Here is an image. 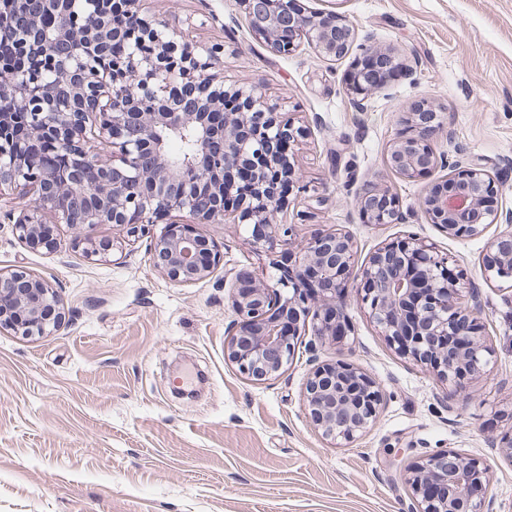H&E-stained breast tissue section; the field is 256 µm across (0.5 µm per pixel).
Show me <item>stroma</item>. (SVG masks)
<instances>
[{"instance_id": "stroma-1", "label": "stroma", "mask_w": 512, "mask_h": 512, "mask_svg": "<svg viewBox=\"0 0 512 512\" xmlns=\"http://www.w3.org/2000/svg\"><path fill=\"white\" fill-rule=\"evenodd\" d=\"M375 33L415 70L355 111L343 87L361 49L340 61L301 46L273 51L249 30L238 0H147L201 45L223 47L225 84L261 81L282 116L304 131L292 148L304 193L288 210L293 242L336 228L357 242V260L413 234L435 242L479 289L492 337L487 373L466 393L397 355L347 297L354 329L343 356L381 383L377 424L357 441L323 440L302 407L311 354L263 384L224 358L236 318L223 279L272 278L288 246H254L225 218L203 230L224 261L210 279L181 287L150 260L149 236L99 225L109 254L85 258L78 232L59 224L56 251L28 248L9 220L31 193L0 197V269H24L59 291L66 321L51 336L0 333V512H409L402 480L411 460L454 448L487 463L493 512H512V291L484 282L503 224L465 240L446 237L418 208L425 182L386 167L389 144L412 104L430 101L452 133L441 148L495 177L512 208V0H302ZM367 180L389 185L405 220L368 224L355 206Z\"/></svg>"}]
</instances>
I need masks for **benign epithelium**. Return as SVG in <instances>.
I'll list each match as a JSON object with an SVG mask.
<instances>
[{
  "instance_id": "benign-epithelium-1",
  "label": "benign epithelium",
  "mask_w": 512,
  "mask_h": 512,
  "mask_svg": "<svg viewBox=\"0 0 512 512\" xmlns=\"http://www.w3.org/2000/svg\"><path fill=\"white\" fill-rule=\"evenodd\" d=\"M250 30L278 53L307 42L324 58L351 51L358 27L335 11L306 12L300 0H240ZM41 14L14 30L17 63L0 65V99L24 107L28 135L14 134L15 113L0 111V196L18 186L34 190L14 222L31 249L58 248L43 212L55 223L83 233L82 253L104 255L113 243L99 239L100 224L129 225L142 234L163 215L183 212L151 240L157 268L174 284L190 286L212 277L223 262L221 247L199 230L232 215L247 226L254 244L276 249L291 228L276 215L289 196L277 186L298 185L293 157L282 147L303 131L276 112L257 85L226 86L213 69L214 48L200 47L176 24L144 12L139 0H41ZM27 0H0V27L26 10ZM54 17L47 30L42 15ZM135 16L130 31L110 23ZM122 41L124 51L110 54ZM362 61L393 67L374 35L363 36ZM384 80L349 72L345 91L358 111ZM237 105L224 111V102ZM406 130L390 144L387 163L414 182L437 168L448 175L420 198L429 223L450 238L482 234L492 224H512V209L491 203L495 182L476 161L461 166L438 151L451 133L425 100L405 117ZM191 140L190 153L175 157L165 139ZM47 143L68 165L45 162L34 145ZM97 171L88 182L85 172ZM368 224H398L403 212L387 186L369 183L356 197ZM494 257L482 269L487 282L512 284V232L492 242ZM448 258L434 243L407 235L388 241L358 264L346 232L319 233L300 248L298 263L277 280L280 288L242 274L228 285L239 321L227 333L224 355L254 382L286 372L302 337L309 347L338 349L353 331L343 298L353 286L370 321L397 354L414 360L461 389L484 373L489 353L479 321L478 293L448 276ZM65 320L64 305L45 278L23 269L0 270V332L50 336ZM381 384L356 364L339 359L309 373L304 410L314 429L335 445L354 442L377 421ZM403 479L411 512H492L491 476L479 459L454 449L412 460Z\"/></svg>"
}]
</instances>
